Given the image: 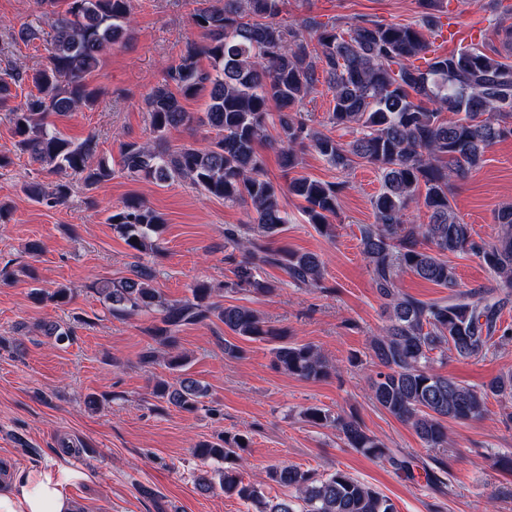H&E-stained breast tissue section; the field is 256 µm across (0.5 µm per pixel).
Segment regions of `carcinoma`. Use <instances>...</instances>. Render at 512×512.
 <instances>
[{"label":"carcinoma","mask_w":512,"mask_h":512,"mask_svg":"<svg viewBox=\"0 0 512 512\" xmlns=\"http://www.w3.org/2000/svg\"><path fill=\"white\" fill-rule=\"evenodd\" d=\"M282 2L195 0L192 19L203 41L187 43L167 79L152 88L145 105L154 142H123L120 171L157 184L187 179L208 196L250 204L253 223L224 228V247L241 252L242 259L228 255L234 261V279L222 288L271 294L277 285L259 279L263 265L283 269L297 286L322 288L325 280L319 255L271 246L289 223L284 196L301 199L308 223L330 236V220L337 215L346 183L307 175L294 176L284 185L273 181L258 152L268 130L276 131L278 163L286 173L296 171L308 149L335 168L347 169L360 160L377 169L382 189L371 201L375 222L360 228L372 287L387 313V324L370 341L372 357L382 367L370 378V395L408 424L426 449L444 448V421L480 419L491 398L512 401V372L473 387L433 368L435 360L450 353L476 359L494 339L512 338V327L502 321L504 309L512 304V206L498 210L497 234L477 241L450 202L451 178H466L497 141L512 136V63L494 46L471 44L431 58L424 68L415 65L428 48L426 31L445 14L444 0H419L420 18L410 24L354 17L331 25L297 18L284 22L279 19ZM130 19V0H68L56 18L48 63L29 73L0 74V107H10L17 150L34 162L73 174L88 191L111 179L114 169L107 159L96 158L95 139L75 142L48 117L95 105L99 92L87 77L105 50L124 42ZM202 56L209 59L210 69L200 67ZM321 77L333 93L330 124L354 134L346 145L311 127L301 112ZM25 81L35 91L9 106L14 89ZM203 89L208 90V102L200 122L216 136L205 146L167 149L166 132L194 120L180 98ZM446 112L458 118L448 120ZM23 191L38 203L57 204L67 200L71 186L58 182L46 192L29 182ZM412 203L427 220H407ZM107 221L134 257L162 253L164 219L142 199L129 197ZM450 254L476 257L495 286L461 288ZM403 272L448 289V297L424 302L404 292ZM154 278L151 267L137 263L131 276L100 282L97 293L113 316L156 315L151 337L167 352L170 371L181 372L187 364L178 352L181 328L212 316L238 338L275 343L274 365L289 375L319 381L335 370L320 348L288 341V332L269 328L257 310L212 302V285L198 283L191 297L168 301L153 287ZM33 294L65 303L70 289L35 288ZM42 331L61 346L72 335L70 328L54 323L42 325ZM153 395L195 413L204 409L208 388L191 377H179L157 383ZM305 416L316 425L335 428L347 447L415 479V457L386 447L358 420L320 407L308 408ZM245 447L244 435L198 443L194 451L204 469L197 487L208 492L219 486L236 496L246 512H396L388 497L341 469L324 476L294 465H274L267 470L268 480L294 489L296 496L269 499L257 484L243 481L238 451Z\"/></svg>","instance_id":"carcinoma-1"}]
</instances>
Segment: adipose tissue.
I'll use <instances>...</instances> for the list:
<instances>
[{"mask_svg": "<svg viewBox=\"0 0 512 512\" xmlns=\"http://www.w3.org/2000/svg\"><path fill=\"white\" fill-rule=\"evenodd\" d=\"M74 477L67 464L56 470H19L0 483V512H80L63 491Z\"/></svg>", "mask_w": 512, "mask_h": 512, "instance_id": "1", "label": "adipose tissue"}]
</instances>
